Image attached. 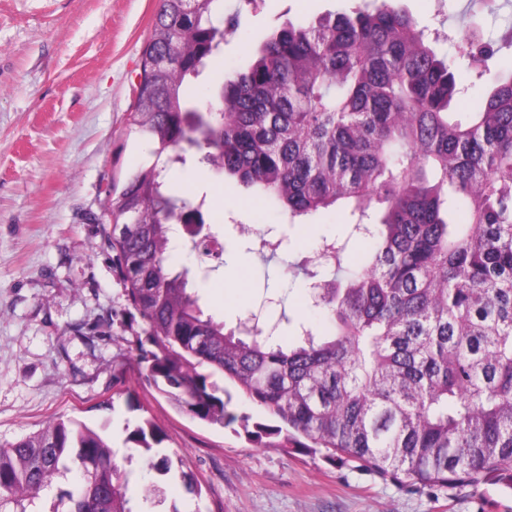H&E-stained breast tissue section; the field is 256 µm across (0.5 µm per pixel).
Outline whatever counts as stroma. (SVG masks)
<instances>
[{
    "mask_svg": "<svg viewBox=\"0 0 512 512\" xmlns=\"http://www.w3.org/2000/svg\"><path fill=\"white\" fill-rule=\"evenodd\" d=\"M157 0H0V443L72 418L104 431L130 474L127 494L138 512H512V489L486 484L406 489L343 462L322 448H296L283 436L254 440L241 422H266L264 412L234 395L239 420L219 427L193 418L147 379L139 344L146 324L132 306L114 251L105 242L107 191L147 161L148 146L127 132L142 53ZM350 0H224L237 29L213 59L207 81L186 90L203 101L208 80L243 69L277 27L350 9ZM436 36L437 52L462 72L459 29L478 18L496 39L512 28V0L495 13L476 0H404ZM174 191L205 197L206 223L224 244L221 257L175 247L173 269L210 267L198 282L203 309L237 328L250 315L293 342L299 323L319 330L310 310L313 283L294 275L324 240H349L353 217L331 211L289 222L271 205L257 207L249 189L197 164L174 169ZM253 232L241 234L240 225ZM282 246L272 260L258 253L256 231ZM289 316L290 324L279 321ZM148 419L168 436L169 452L195 475L200 495L148 468L131 449L126 425ZM73 467L25 502L26 512H64L76 490ZM158 485L157 500L143 490Z\"/></svg>",
    "mask_w": 512,
    "mask_h": 512,
    "instance_id": "obj_1",
    "label": "stroma"
}]
</instances>
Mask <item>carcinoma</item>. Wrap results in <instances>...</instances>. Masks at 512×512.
Here are the masks:
<instances>
[{
  "instance_id": "carcinoma-1",
  "label": "carcinoma",
  "mask_w": 512,
  "mask_h": 512,
  "mask_svg": "<svg viewBox=\"0 0 512 512\" xmlns=\"http://www.w3.org/2000/svg\"><path fill=\"white\" fill-rule=\"evenodd\" d=\"M224 0H159L129 131L150 164L113 182L106 216L131 304L146 323L147 378L193 417L236 420L232 396L199 368L232 381L286 432L416 489L478 488L512 471V62L503 43L467 33L485 93L466 119L448 61L401 0H373L275 31L249 66L226 77L217 105L184 92L217 54L234 20ZM194 150L199 162L255 188L292 220L343 209L369 240L352 268L349 241L326 242L334 270L315 302L329 328H302L292 346L256 328L248 339L205 313L189 270L168 252L178 223L205 201L168 179ZM206 224L184 242L208 250ZM149 420L126 441L162 476L174 469ZM107 438L72 419L0 445V512L78 466L66 512H133L128 473Z\"/></svg>"
}]
</instances>
